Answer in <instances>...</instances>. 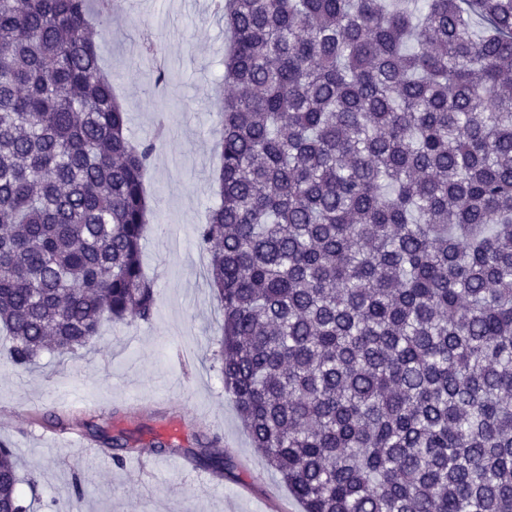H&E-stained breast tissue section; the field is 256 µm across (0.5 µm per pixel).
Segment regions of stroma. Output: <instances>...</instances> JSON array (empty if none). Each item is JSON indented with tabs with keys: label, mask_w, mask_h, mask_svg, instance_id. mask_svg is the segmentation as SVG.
<instances>
[{
	"label": "stroma",
	"mask_w": 512,
	"mask_h": 512,
	"mask_svg": "<svg viewBox=\"0 0 512 512\" xmlns=\"http://www.w3.org/2000/svg\"><path fill=\"white\" fill-rule=\"evenodd\" d=\"M148 34L159 38L158 56L144 65ZM228 40L213 0H139L136 13L113 16L99 43L130 135L170 130L145 182L152 215L143 266L157 307L147 322L104 324L76 356L46 354L28 370L0 360V441L15 451L33 512H71L76 481L82 512H302L252 448L224 389L219 304L196 264L194 228L218 201L214 109ZM160 67L163 86L155 83ZM92 423L133 432L145 445L159 437L197 448L215 439L231 469L188 471L178 454L146 452L121 466L104 453L87 456L68 440L94 444Z\"/></svg>",
	"instance_id": "obj_1"
}]
</instances>
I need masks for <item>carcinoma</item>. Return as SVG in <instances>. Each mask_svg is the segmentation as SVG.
Listing matches in <instances>:
<instances>
[{
    "mask_svg": "<svg viewBox=\"0 0 512 512\" xmlns=\"http://www.w3.org/2000/svg\"><path fill=\"white\" fill-rule=\"evenodd\" d=\"M0 0L7 359L151 320L115 0ZM220 202L195 226L224 389L303 512H512V0H215ZM113 457L145 447L98 429ZM224 473L212 440L193 450ZM0 442V512H29Z\"/></svg>",
    "mask_w": 512,
    "mask_h": 512,
    "instance_id": "carcinoma-1",
    "label": "carcinoma"
}]
</instances>
